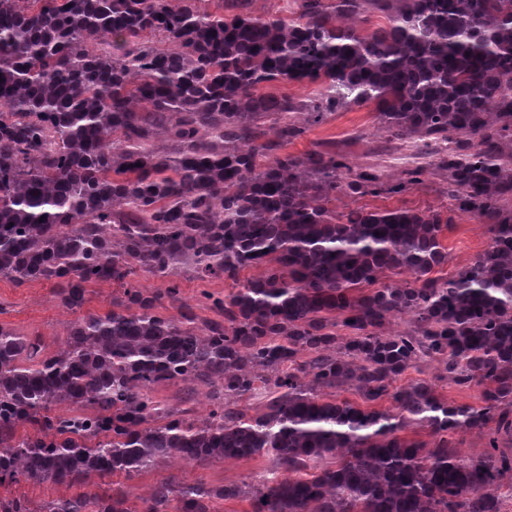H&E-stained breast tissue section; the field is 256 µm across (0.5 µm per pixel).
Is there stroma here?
<instances>
[{
    "instance_id": "1",
    "label": "stroma",
    "mask_w": 512,
    "mask_h": 512,
    "mask_svg": "<svg viewBox=\"0 0 512 512\" xmlns=\"http://www.w3.org/2000/svg\"><path fill=\"white\" fill-rule=\"evenodd\" d=\"M324 150L343 153L352 167L378 163L394 175L401 174L414 163L409 148L388 141L385 134L379 131L375 106L371 103L354 104L333 112L322 122L308 125L302 136L289 141L282 148L283 153L298 157ZM450 206L442 182L431 176L401 195L375 197L340 193L331 202L332 209L339 213L360 208L396 207L445 212ZM444 243L448 247V263L441 273L449 276L486 249L489 243L488 227L469 215L454 214L452 224L444 232ZM77 317V312L61 304L54 284L33 282L19 285L7 277H0V324L13 328L19 334L40 337L53 348L65 340L67 326ZM439 373L438 363L430 362L425 364L423 371L407 370L398 382L404 385L422 377L433 379L437 382L438 394L449 402L480 406L481 388L474 386L458 390L449 387L447 382L439 380ZM271 466L272 461L266 456L242 461L190 464L167 459L130 478L118 473L103 479L95 477L89 482H78L69 487L22 480L0 486V499L23 497L39 505L90 490L127 496L130 505L135 506L140 497L147 495L154 485L162 481H200L213 489L229 485L244 486L255 483Z\"/></svg>"
}]
</instances>
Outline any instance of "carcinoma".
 Instances as JSON below:
<instances>
[{
  "mask_svg": "<svg viewBox=\"0 0 512 512\" xmlns=\"http://www.w3.org/2000/svg\"><path fill=\"white\" fill-rule=\"evenodd\" d=\"M201 2L0 0V276L52 282L72 310L92 284L124 287L50 353L0 325V485L164 459L274 468L247 490L162 482L139 510L94 492L0 512H214L239 496L252 512H512V0H297L291 18ZM367 10L387 26L362 32ZM278 80L320 88L300 104L258 93ZM369 102L389 139L438 142L439 160L387 181L334 154H277L298 114ZM430 166L490 233L450 277L452 217L329 207L399 194ZM392 271L408 279L384 282ZM138 272L168 287L128 281ZM185 274L233 282L200 292L215 317L156 312ZM404 316L410 329L389 328ZM426 360L483 387L482 405H451L429 379L395 386ZM161 383L209 386L213 408L189 420L155 400ZM261 392L247 416L238 401ZM412 426L432 447L400 435ZM465 429L487 436L483 454L451 446Z\"/></svg>",
  "mask_w": 512,
  "mask_h": 512,
  "instance_id": "cac0c4a2",
  "label": "carcinoma"
}]
</instances>
